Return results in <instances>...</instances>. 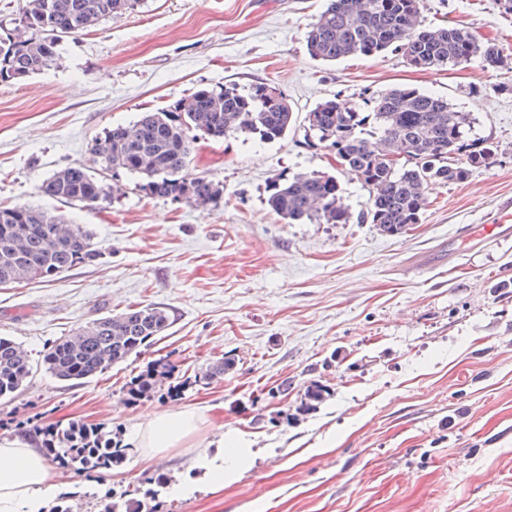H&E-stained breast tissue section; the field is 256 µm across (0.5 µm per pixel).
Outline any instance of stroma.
Here are the masks:
<instances>
[{
	"label": "stroma",
	"mask_w": 512,
	"mask_h": 512,
	"mask_svg": "<svg viewBox=\"0 0 512 512\" xmlns=\"http://www.w3.org/2000/svg\"><path fill=\"white\" fill-rule=\"evenodd\" d=\"M326 0H142L71 35L54 64L0 82V206L29 205L88 229L99 252L48 282L0 288V336L34 360L76 327L130 306L167 308L171 325L141 354L97 377L37 370L0 400V439L81 421L127 448L107 476L78 478L80 512L111 492L155 496L160 512H512V239L472 241L512 198V14L495 0H423L421 24L468 26L502 54L421 71L397 52L326 64L306 46ZM275 83L294 111L280 140L199 136L190 170L224 185L218 204L152 198L113 179L95 138L199 89ZM405 86L470 113L495 162L434 184L420 221L387 236L371 224H290L267 204L279 177L333 174L343 204L368 193L333 153L304 143L318 102ZM85 165L121 195L90 208L46 195L55 171ZM232 372L204 379L212 362ZM172 369L131 403L148 362ZM330 395L299 414L311 382ZM196 408L184 448L144 460L127 442L151 414ZM236 437L237 475L189 497L170 486L196 455Z\"/></svg>",
	"instance_id": "1"
}]
</instances>
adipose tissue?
Wrapping results in <instances>:
<instances>
[{"mask_svg": "<svg viewBox=\"0 0 512 512\" xmlns=\"http://www.w3.org/2000/svg\"><path fill=\"white\" fill-rule=\"evenodd\" d=\"M200 424L195 409L174 408L146 421L133 445L154 456L182 447L198 434ZM63 486L59 473L28 437L0 440V512H47L48 498Z\"/></svg>", "mask_w": 512, "mask_h": 512, "instance_id": "adipose-tissue-1", "label": "adipose tissue"}]
</instances>
